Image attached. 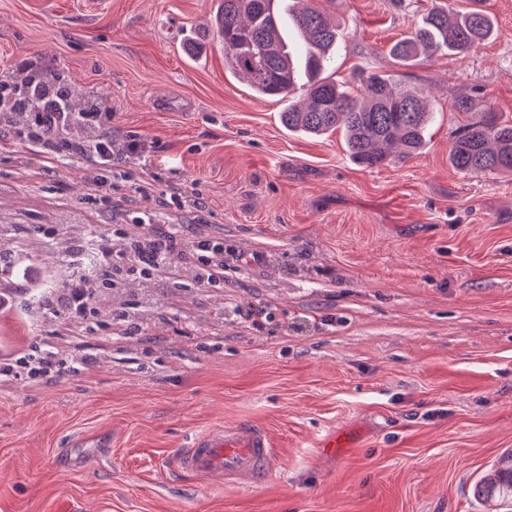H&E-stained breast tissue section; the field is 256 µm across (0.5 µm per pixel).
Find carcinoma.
Returning a JSON list of instances; mask_svg holds the SVG:
<instances>
[{"mask_svg": "<svg viewBox=\"0 0 512 512\" xmlns=\"http://www.w3.org/2000/svg\"><path fill=\"white\" fill-rule=\"evenodd\" d=\"M214 25L225 62L257 95L280 101L304 92L300 104L290 101L281 113L288 129L312 135L340 130L350 156L366 168L403 162L422 147L430 113L420 93L403 89L390 75L371 73L353 82L322 76L340 34L327 12L310 0H291L285 15L278 0H221ZM493 32L485 9L470 7L450 18L443 2L432 0L422 24L396 42L392 54L403 63L439 52L465 55ZM38 88L79 96L60 75L38 81ZM449 160L465 173L512 175V120L487 114L464 125L451 142ZM474 493L497 499L512 512V449L476 482Z\"/></svg>", "mask_w": 512, "mask_h": 512, "instance_id": "obj_1", "label": "carcinoma"}]
</instances>
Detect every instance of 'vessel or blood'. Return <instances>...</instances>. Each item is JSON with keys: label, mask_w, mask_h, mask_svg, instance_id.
<instances>
[{"label": "vessel or blood", "mask_w": 512, "mask_h": 512, "mask_svg": "<svg viewBox=\"0 0 512 512\" xmlns=\"http://www.w3.org/2000/svg\"><path fill=\"white\" fill-rule=\"evenodd\" d=\"M272 444L267 432L248 421L198 435L174 458L177 473L256 482L268 471Z\"/></svg>", "instance_id": "vessel-or-blood-1"}]
</instances>
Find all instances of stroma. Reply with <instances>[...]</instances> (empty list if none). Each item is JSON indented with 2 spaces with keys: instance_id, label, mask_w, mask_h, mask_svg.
Instances as JSON below:
<instances>
[{
  "instance_id": "stroma-1",
  "label": "stroma",
  "mask_w": 512,
  "mask_h": 512,
  "mask_svg": "<svg viewBox=\"0 0 512 512\" xmlns=\"http://www.w3.org/2000/svg\"><path fill=\"white\" fill-rule=\"evenodd\" d=\"M314 3L339 26L336 79L426 96L415 156L365 169L341 132L288 131L283 102L225 68L205 28L220 0H0V80L63 72L146 146L102 190L78 152L47 163L0 125V512H500L473 486L512 448V175L459 172L449 146L483 113L512 119V0H485L495 33L474 51L411 66L390 48L430 0ZM145 219L182 235L131 298L146 335L121 334L105 289L84 322L34 303L78 245ZM200 236L226 248L207 288ZM45 352L77 372L36 383L15 364ZM241 421L270 437L263 480L172 470ZM332 431L352 447H324Z\"/></svg>"
}]
</instances>
